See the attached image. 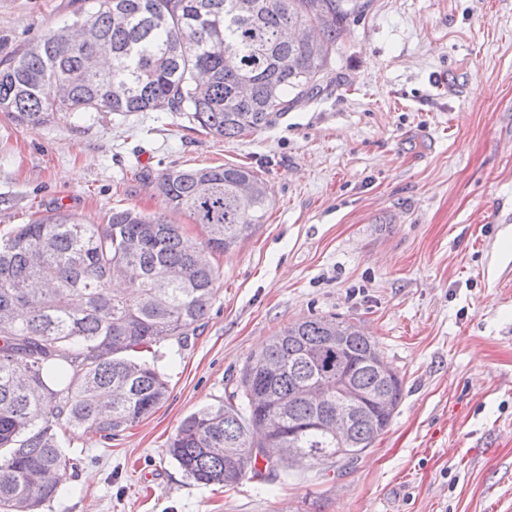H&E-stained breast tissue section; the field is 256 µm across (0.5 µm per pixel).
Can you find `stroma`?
<instances>
[{
  "instance_id": "obj_1",
  "label": "stroma",
  "mask_w": 512,
  "mask_h": 512,
  "mask_svg": "<svg viewBox=\"0 0 512 512\" xmlns=\"http://www.w3.org/2000/svg\"><path fill=\"white\" fill-rule=\"evenodd\" d=\"M93 3L0 0V43L24 49ZM327 81L233 140L168 112L0 114V237L54 207L162 212L147 169L244 165L271 189L260 230L213 254L206 317L157 346L167 400L111 446L71 442L80 471L45 512H512V0H368ZM329 314L403 382L385 432L340 466L188 478L165 453L182 420L280 329Z\"/></svg>"
}]
</instances>
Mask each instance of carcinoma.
Returning a JSON list of instances; mask_svg holds the SVG:
<instances>
[{
    "label": "carcinoma",
    "mask_w": 512,
    "mask_h": 512,
    "mask_svg": "<svg viewBox=\"0 0 512 512\" xmlns=\"http://www.w3.org/2000/svg\"><path fill=\"white\" fill-rule=\"evenodd\" d=\"M95 0L83 32L51 28L21 52L0 48V113L16 125L83 112H170L216 137L275 125L319 96L350 10L344 0ZM320 26L317 38L282 31ZM143 179L166 209L206 232L191 247L165 212L114 210L90 224L55 208L0 238V512H42L67 490L80 459L63 437L81 428L106 445L168 397L148 361L154 346L185 338L206 316L218 270L210 255L238 247L264 224L267 183L246 166L172 168ZM336 316L292 323L243 367L226 402L188 415L165 452L186 476L233 486L283 470L264 448H297L316 462L353 460L387 429L402 380L379 378L381 352L360 326ZM363 398L379 389L385 413L366 405L352 448H339L323 410L302 397L312 382L335 395L336 367ZM263 461L264 470L256 467Z\"/></svg>",
    "instance_id": "carcinoma-1"
}]
</instances>
